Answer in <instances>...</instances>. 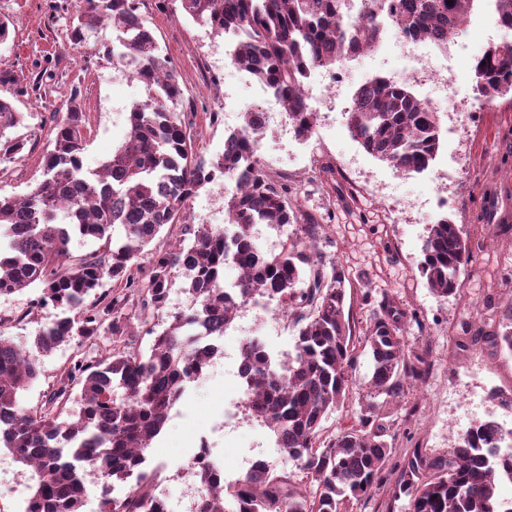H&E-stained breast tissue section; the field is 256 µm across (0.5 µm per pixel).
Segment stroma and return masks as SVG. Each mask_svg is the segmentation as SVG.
<instances>
[{
  "mask_svg": "<svg viewBox=\"0 0 512 512\" xmlns=\"http://www.w3.org/2000/svg\"><path fill=\"white\" fill-rule=\"evenodd\" d=\"M82 0H0V15L12 22V37L0 44V74L12 81L0 84V97L11 99L26 115L19 130L27 139L22 157L0 174L1 196L25 195L42 178L43 157L55 135L53 110L62 108L72 85H79L85 113L86 169H100L128 132L127 113L141 99L142 89L122 65L103 57L116 31L103 23L82 44L67 39V28L82 8ZM146 19L163 55L184 90L181 108L200 158L224 151L229 130L240 127L252 97L247 78L228 57L232 39L184 15L175 0L158 10L156 0H140ZM493 24L489 14L475 20L465 38L466 49H448L455 107L442 113L441 147L426 173L407 175L388 162L368 154L347 127V112L356 89L376 76H391L399 64L394 47L398 37L388 29L372 57L345 63L334 99L319 104L316 126L304 140L283 134L288 120L276 112L261 141V163L275 184L298 190L302 212L313 216L333 213L325 224L319 249L327 260L353 275H368L375 292H386L397 303L415 310L420 324H409L404 336L409 346L430 347L433 370L422 385L410 388L401 402L391 405L396 452L424 448L447 453L458 435L475 420L492 419L512 427V409L485 398L489 390L512 391V353L484 344H458L457 326L494 294L498 306L512 303V225L486 224L481 201L499 186L512 187V91L503 93L496 109L480 113L473 125H464L463 107L476 95L473 64L488 47ZM42 76L40 92L28 84ZM464 169L468 186L448 182V172ZM454 195V207L442 210L439 197ZM399 205L396 220L385 206ZM449 217L463 227L472 249V261L461 277L459 295L438 296L421 276L418 266L423 239L430 224ZM224 189L209 185L198 191L180 217L166 225L152 242L155 250L168 249L180 238L185 224L223 226ZM40 288L0 296V337L32 346L40 329L56 320L59 308L37 306ZM194 301L182 282L173 285L164 311L137 312L132 321L136 341L149 349L151 330L162 329L170 314L188 311ZM297 328L287 317L249 312L236 316L225 330L223 355L214 359L206 377L188 385L174 406L163 432L145 451L147 471L155 475L174 512L183 508V492L193 482L189 461L200 445L223 461L226 471L242 478L248 458L263 456L278 470H287L295 483L305 478L295 462L275 447L269 429L250 417L222 427L225 405L237 399L241 382L236 363L250 336L261 337L273 355L291 350ZM99 342L61 346L41 359V375L20 396L24 407L43 404L62 368L75 355H97ZM31 469L16 464L0 450V512H24L30 496Z\"/></svg>",
  "mask_w": 512,
  "mask_h": 512,
  "instance_id": "obj_1",
  "label": "stroma"
}]
</instances>
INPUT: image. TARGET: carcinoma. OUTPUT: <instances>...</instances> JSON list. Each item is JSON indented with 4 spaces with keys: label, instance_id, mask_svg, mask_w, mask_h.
<instances>
[{
    "label": "carcinoma",
    "instance_id": "cac0c4a2",
    "mask_svg": "<svg viewBox=\"0 0 512 512\" xmlns=\"http://www.w3.org/2000/svg\"><path fill=\"white\" fill-rule=\"evenodd\" d=\"M179 2L194 21L238 38L233 63L274 91L303 140L316 116L303 94L310 71L334 70L348 50L373 48L383 37L377 23H348L341 0ZM364 2L368 13L393 23L402 36L433 41L446 53L448 31L478 0ZM494 4L500 25L512 32V0ZM106 21L118 34L104 56L122 64L144 91L129 110L125 141L100 169L84 168L85 113L75 90L54 126L42 180L22 199L0 195V296L37 285L38 303L68 312L40 331L33 352L0 338V446L34 473L26 512H82L89 469L101 478V512H166L144 469L145 450L213 360L217 348L207 337L229 326L240 308L271 300L298 332L293 351L277 357L256 338L243 344L247 413L270 429L276 448L297 462L306 481L300 486L288 471L261 464L226 485L219 472L194 466L196 512H226L227 497L235 505L231 512H349L383 483L392 454L387 404L400 402L432 371L429 353L404 341L407 323L421 328L422 321L388 293L373 296L370 278L355 280L317 252L323 225L311 216L298 223L297 193L272 183L261 164L264 130L255 109L242 113L223 154L208 162L197 157L180 110L183 90L138 13V0H84L68 39L79 44ZM473 71L483 99L512 90V39L490 45ZM22 121L23 113L0 97V163L21 157L25 140L10 130ZM347 123L366 152L406 174L427 170L440 141L439 113L408 84L386 77L355 92ZM206 184L224 185L228 228L185 224L179 244L150 249ZM257 224H296L298 232L267 254L254 241ZM75 236L99 246L75 257ZM469 257L461 227L443 217L428 228L420 273L438 295H456ZM231 263L239 264V276L227 290L224 267ZM180 274L195 307L170 315L144 352L131 340L128 309L163 310ZM107 279L116 285L110 294L99 292ZM356 287L369 311L360 336L347 305V291ZM460 328L462 347L483 343L512 353V303L496 325L487 321L475 329L463 321ZM98 337L109 342L105 353L72 358L40 407L20 404L18 393L37 378L40 357ZM360 348L372 364L366 393L351 424L327 437L324 421L347 410L352 399ZM75 389L80 408L73 414L66 404ZM510 441L512 429L478 420L446 455L411 448L395 468L389 494L406 498L407 512H512V500L500 491L501 469L512 475V454L503 451ZM133 476L136 483L115 494Z\"/></svg>",
    "mask_w": 512,
    "mask_h": 512
}]
</instances>
